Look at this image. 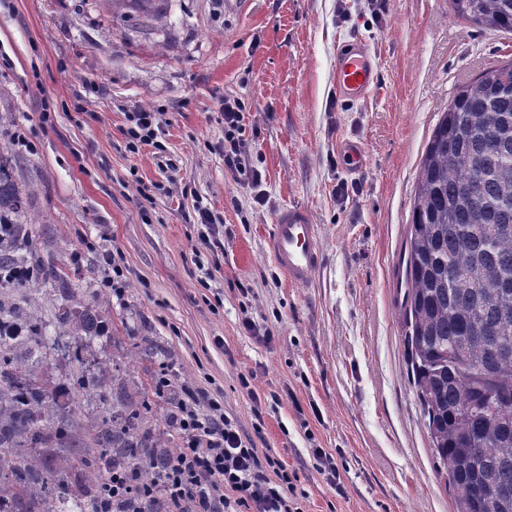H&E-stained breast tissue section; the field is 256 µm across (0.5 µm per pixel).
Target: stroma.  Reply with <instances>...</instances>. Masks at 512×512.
Wrapping results in <instances>:
<instances>
[{
	"instance_id": "35a3bbf8",
	"label": "stroma",
	"mask_w": 512,
	"mask_h": 512,
	"mask_svg": "<svg viewBox=\"0 0 512 512\" xmlns=\"http://www.w3.org/2000/svg\"><path fill=\"white\" fill-rule=\"evenodd\" d=\"M161 0L150 27L102 0H0V151L31 195L42 255L68 269L102 335L79 359L49 354L75 435L96 392L135 395L168 367L172 389L218 397L257 448L300 477L305 512H454L408 366L392 285L420 162L457 88L512 59V34L455 16L448 0ZM369 45L378 82L352 102L336 53ZM244 104L261 185L224 168L221 104ZM136 109L158 113L159 147L130 151ZM367 164L346 171L341 141ZM356 186L349 200L339 183ZM224 248L202 245L196 200ZM307 207L323 263L288 285L266 249L279 209ZM123 271L113 297V265ZM114 361L119 375L99 370ZM249 386H242V379ZM332 454L341 487L314 467Z\"/></svg>"
}]
</instances>
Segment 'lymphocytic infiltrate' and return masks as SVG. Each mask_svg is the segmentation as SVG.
Masks as SVG:
<instances>
[{"instance_id": "1", "label": "lymphocytic infiltrate", "mask_w": 512, "mask_h": 512, "mask_svg": "<svg viewBox=\"0 0 512 512\" xmlns=\"http://www.w3.org/2000/svg\"><path fill=\"white\" fill-rule=\"evenodd\" d=\"M243 110L240 99L225 97L224 166L256 185L262 174L249 162ZM182 393L171 417L181 446L163 463L157 483L165 512H302L296 474L246 444L217 400L189 387Z\"/></svg>"}]
</instances>
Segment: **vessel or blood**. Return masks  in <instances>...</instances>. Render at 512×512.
I'll list each match as a JSON object with an SVG mask.
<instances>
[{"label": "vessel or blood", "mask_w": 512, "mask_h": 512, "mask_svg": "<svg viewBox=\"0 0 512 512\" xmlns=\"http://www.w3.org/2000/svg\"><path fill=\"white\" fill-rule=\"evenodd\" d=\"M336 87L344 96L362 100L376 87L372 51L363 42L346 43L339 50L335 68ZM339 151L347 171L359 172L366 163L360 142L347 140ZM270 254L278 269L293 285H304L322 263V245L318 227L310 211L301 205L281 209L268 233Z\"/></svg>", "instance_id": "obj_1"}]
</instances>
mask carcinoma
Instances as JSON below:
<instances>
[{"label": "carcinoma", "mask_w": 512, "mask_h": 512, "mask_svg": "<svg viewBox=\"0 0 512 512\" xmlns=\"http://www.w3.org/2000/svg\"><path fill=\"white\" fill-rule=\"evenodd\" d=\"M472 24L512 33V0H450ZM29 193L0 153V512H95L108 460L132 459L159 478L176 438L153 436L146 397L101 417L89 441L73 439L59 388L39 373L59 339L99 335L69 274L40 254ZM401 304L413 385L431 448L456 512H512L493 496L512 486V61L483 69L441 112L422 158L405 245ZM58 289L49 324L26 301Z\"/></svg>", "instance_id": "obj_1"}]
</instances>
